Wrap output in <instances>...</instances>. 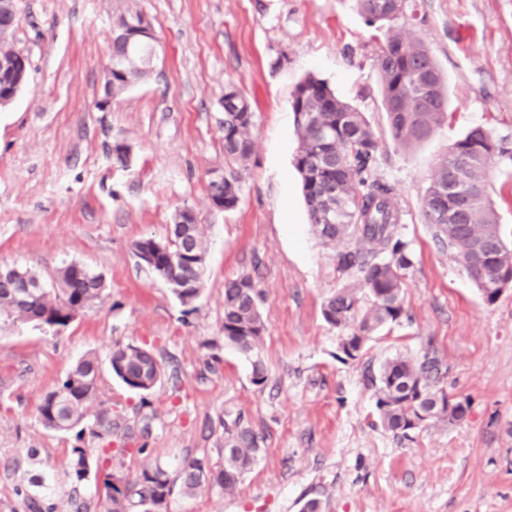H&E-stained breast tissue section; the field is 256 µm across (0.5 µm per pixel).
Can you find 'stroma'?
<instances>
[{
    "instance_id": "stroma-1",
    "label": "stroma",
    "mask_w": 512,
    "mask_h": 512,
    "mask_svg": "<svg viewBox=\"0 0 512 512\" xmlns=\"http://www.w3.org/2000/svg\"><path fill=\"white\" fill-rule=\"evenodd\" d=\"M420 38L448 79V120L415 147L391 137L376 55L389 35L355 0H17L14 43L27 81L0 109V263L50 281L76 261L102 274L100 300L50 330L0 321V512H103L96 476L76 480L75 445L111 448V467L192 457L221 461L224 422L242 418L263 438L233 494L174 492L169 512H512V286L486 303L456 253L427 224L421 201L449 147L471 127L512 142V0H419ZM158 40L148 80L99 108L112 17L129 5ZM312 74L363 112L378 136L370 178L394 189L397 227L413 254L405 317L381 328L356 358L328 325L324 302L356 283L339 256L362 248L312 230L293 166L290 101ZM235 85L255 114L253 152L240 168L236 208H213L207 173L224 166L220 101ZM130 163H112L115 142ZM487 192L512 245V161L492 165ZM191 208L206 247L204 290L182 306L139 262L134 241L166 239ZM251 276L265 331L255 383L250 358L225 344L224 281ZM145 345L166 377L148 397L115 379V344ZM88 353L101 362L94 410L111 438L44 428V394ZM437 358L442 387L468 402L458 422L433 419L406 440L379 421L368 378L396 355ZM146 454H139V447Z\"/></svg>"
}]
</instances>
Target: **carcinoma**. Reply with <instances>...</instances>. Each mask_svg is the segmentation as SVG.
Listing matches in <instances>:
<instances>
[{
	"instance_id": "cac0c4a2",
	"label": "carcinoma",
	"mask_w": 512,
	"mask_h": 512,
	"mask_svg": "<svg viewBox=\"0 0 512 512\" xmlns=\"http://www.w3.org/2000/svg\"><path fill=\"white\" fill-rule=\"evenodd\" d=\"M356 6L369 26L403 21L380 47L376 65L393 139L402 146L419 144L448 118V83L435 57L413 32L418 20L416 0H356ZM148 73L145 64L112 71V79L104 84V96H121ZM220 105L224 112V183L209 192L224 195L227 211L239 202V165L253 152L255 113L241 93L231 88L225 89ZM291 110L298 135L294 166L302 179L314 232L326 242H336L353 229L366 244L363 249L340 255L341 267L357 269L359 286L338 290L322 310L330 326L346 331L342 352L353 358L374 331L400 322L404 277L413 266L412 253L397 233L399 213L392 202L393 188L366 177L378 139L363 113L313 75L296 85ZM511 157L512 149L505 140L482 126L473 127L453 143L422 200L425 220L435 226L439 241L456 252L489 304L496 301L500 288L512 283V248L503 240L486 183L495 160ZM329 204L336 211L332 223L321 219ZM182 231L193 242L189 263L181 262ZM159 245L157 271L178 263V277L188 288H174L172 292L181 304H193L201 294L197 269L206 265L199 226L175 224L168 239ZM478 245L492 248L491 262L477 253ZM104 288L103 275L76 262L61 267L51 287L26 303L16 300L14 281L0 279V316L14 323L65 326L73 314L99 298ZM364 300L368 306L363 310ZM222 328L224 341L239 352L249 356L257 349L265 326L260 294L250 277L225 280ZM109 364L113 377L142 395L149 394L164 376L161 362L148 347L119 345L113 349ZM442 376L438 360L427 354L420 360L398 355L383 362L369 382L384 428L407 437L414 431L412 419L426 407L436 408L434 417L440 420L464 419L468 404L450 399L445 390L436 387ZM99 377L96 356L79 359L65 379L44 395L39 407L42 425L62 432L78 426L96 399ZM90 433L99 439L112 435V416L105 411L96 413ZM261 452L260 437L238 417L224 423L221 464L206 455L195 457L185 461L173 479L159 464L134 475L114 470L102 473L106 512H167L177 483L190 494L205 485L231 494ZM71 456L74 474L81 481L91 461L90 450L75 446Z\"/></svg>"
}]
</instances>
